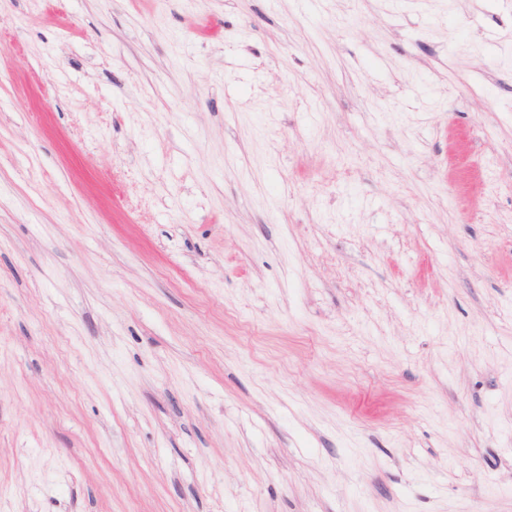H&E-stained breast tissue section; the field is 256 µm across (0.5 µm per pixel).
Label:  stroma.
I'll use <instances>...</instances> for the list:
<instances>
[{"label": "stroma", "mask_w": 512, "mask_h": 512, "mask_svg": "<svg viewBox=\"0 0 512 512\" xmlns=\"http://www.w3.org/2000/svg\"><path fill=\"white\" fill-rule=\"evenodd\" d=\"M0 512H512V0H0Z\"/></svg>", "instance_id": "obj_1"}]
</instances>
